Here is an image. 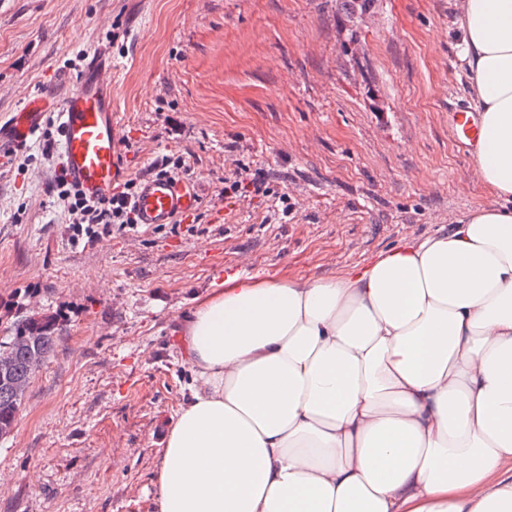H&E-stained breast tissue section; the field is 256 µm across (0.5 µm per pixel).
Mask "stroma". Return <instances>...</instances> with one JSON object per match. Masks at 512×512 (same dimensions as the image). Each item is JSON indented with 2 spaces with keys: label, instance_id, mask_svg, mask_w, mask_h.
Wrapping results in <instances>:
<instances>
[{
  "label": "stroma",
  "instance_id": "1",
  "mask_svg": "<svg viewBox=\"0 0 512 512\" xmlns=\"http://www.w3.org/2000/svg\"><path fill=\"white\" fill-rule=\"evenodd\" d=\"M460 21L459 0H0V121L104 55L127 177L167 156L200 190L194 217L77 243L43 137L0 166V337L57 324L0 439V512H157L195 297L327 278L492 203L448 131L474 100ZM239 166L271 196L225 197Z\"/></svg>",
  "mask_w": 512,
  "mask_h": 512
}]
</instances>
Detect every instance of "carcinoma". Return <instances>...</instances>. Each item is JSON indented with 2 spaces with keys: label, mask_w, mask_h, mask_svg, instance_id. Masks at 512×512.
I'll use <instances>...</instances> for the list:
<instances>
[{
  "label": "carcinoma",
  "mask_w": 512,
  "mask_h": 512,
  "mask_svg": "<svg viewBox=\"0 0 512 512\" xmlns=\"http://www.w3.org/2000/svg\"><path fill=\"white\" fill-rule=\"evenodd\" d=\"M56 320L46 318L42 321L25 319L18 323L7 337L0 340V357L11 363V375L0 379V437L3 431L12 427L21 410L24 395L17 392L13 382L28 386L37 369L31 364V358L37 355L46 361L55 341Z\"/></svg>",
  "instance_id": "carcinoma-1"
}]
</instances>
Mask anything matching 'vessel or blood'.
Masks as SVG:
<instances>
[{"label": "vessel or blood", "instance_id": "b4317fda", "mask_svg": "<svg viewBox=\"0 0 512 512\" xmlns=\"http://www.w3.org/2000/svg\"><path fill=\"white\" fill-rule=\"evenodd\" d=\"M99 59L88 64L73 91L57 96L52 90L25 100L11 119L0 124V152L23 150L42 128L48 114H56L60 127L59 149L67 179L90 198L112 195L125 176L122 167L118 116L112 110V90L101 75ZM450 134L467 152L480 147L476 112L456 105ZM199 203L193 183L176 175L142 178L132 199L139 224L161 225L190 217Z\"/></svg>", "mask_w": 512, "mask_h": 512}]
</instances>
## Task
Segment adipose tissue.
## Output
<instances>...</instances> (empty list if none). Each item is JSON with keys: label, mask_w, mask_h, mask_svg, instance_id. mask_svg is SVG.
Listing matches in <instances>:
<instances>
[{"label": "adipose tissue", "mask_w": 512, "mask_h": 512, "mask_svg": "<svg viewBox=\"0 0 512 512\" xmlns=\"http://www.w3.org/2000/svg\"><path fill=\"white\" fill-rule=\"evenodd\" d=\"M491 204L328 278L225 280L158 512H512V0H463Z\"/></svg>", "instance_id": "ef3b65f1"}]
</instances>
